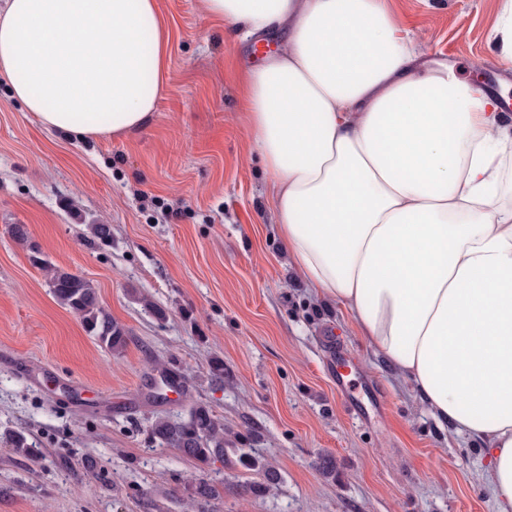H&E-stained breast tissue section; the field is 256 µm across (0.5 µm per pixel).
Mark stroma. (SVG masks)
<instances>
[{
	"instance_id": "stroma-1",
	"label": "stroma",
	"mask_w": 512,
	"mask_h": 512,
	"mask_svg": "<svg viewBox=\"0 0 512 512\" xmlns=\"http://www.w3.org/2000/svg\"><path fill=\"white\" fill-rule=\"evenodd\" d=\"M156 2L169 65L139 133L76 141L0 82V512H496L481 446L438 426L350 313L288 262L238 103L241 69L283 33L244 40L201 0ZM391 3L423 55L483 87L512 84V61L492 50L501 0ZM93 222L111 225L110 241ZM35 252L93 283L127 331L121 354L56 301ZM340 356L375 392L365 415L336 391ZM199 403L224 421L218 469L149 437L156 416ZM11 431L41 457L15 454ZM202 479L218 496L190 502Z\"/></svg>"
}]
</instances>
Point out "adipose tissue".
<instances>
[{
  "mask_svg": "<svg viewBox=\"0 0 512 512\" xmlns=\"http://www.w3.org/2000/svg\"><path fill=\"white\" fill-rule=\"evenodd\" d=\"M242 38L285 31L239 77L292 266L346 308L432 418L479 440L512 512V116L428 62L387 0H204ZM170 33L155 0H0V79L87 141L154 119Z\"/></svg>",
  "mask_w": 512,
  "mask_h": 512,
  "instance_id": "1",
  "label": "adipose tissue"
}]
</instances>
